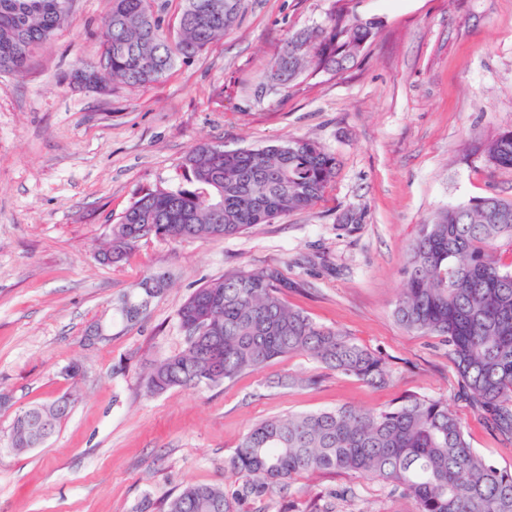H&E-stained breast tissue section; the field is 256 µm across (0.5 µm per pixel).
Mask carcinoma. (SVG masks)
<instances>
[{"label":"carcinoma","mask_w":512,"mask_h":512,"mask_svg":"<svg viewBox=\"0 0 512 512\" xmlns=\"http://www.w3.org/2000/svg\"><path fill=\"white\" fill-rule=\"evenodd\" d=\"M241 8L242 0H181L180 15L188 19L172 37L151 0H111L95 60L99 74L127 86L158 83L223 39ZM69 16L66 0H0V70L24 74L33 49ZM380 26L375 16L333 11L325 23L288 38L270 85L346 69ZM479 151L488 165L512 168V130ZM184 166L187 185L149 189L125 210L99 252L102 262L122 261L143 239L227 238L309 210L335 178L337 160L319 142L293 138L246 151L198 143ZM405 274L395 319L447 343L462 396L512 439V200L490 195L439 212L410 244ZM290 287L278 271L265 269L231 271L194 290L177 312L185 347L149 367L146 392L220 386L294 354L366 384H385L384 357L290 306L284 298ZM74 404L62 396L19 413L8 446L23 452L45 443ZM224 466L236 477L232 486L187 485L157 509L265 512V502L275 500L279 512H294L293 476L343 471L386 483L413 499L416 512H512V472L474 452L448 403L420 394L379 410L339 406L264 419Z\"/></svg>","instance_id":"carcinoma-1"}]
</instances>
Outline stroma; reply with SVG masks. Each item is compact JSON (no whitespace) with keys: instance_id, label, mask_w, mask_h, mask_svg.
<instances>
[{"instance_id":"35a3bbf8","label":"stroma","mask_w":512,"mask_h":512,"mask_svg":"<svg viewBox=\"0 0 512 512\" xmlns=\"http://www.w3.org/2000/svg\"><path fill=\"white\" fill-rule=\"evenodd\" d=\"M339 4L382 21L357 63L269 88L288 37ZM108 6L73 0L69 23L33 51L26 74L0 72V393L10 398L0 406V512H135L188 484L230 483L224 460L260 420L376 410L408 393L446 401L475 452L512 471V440L462 398L447 345L393 315L422 224L468 200L512 199V169L474 152L512 130V0H243L224 39L162 81L73 88V69L100 50ZM296 137L339 162L312 209L236 237L151 238L122 262L99 260L143 189L183 184L193 145L255 150ZM349 210L360 223H339ZM267 268L292 282L289 305L381 353L388 383L296 354L217 388L147 394L145 367L185 344L177 311L191 292ZM157 272L171 287L138 321L115 319L119 299ZM75 362L83 371L72 377ZM69 393L77 402L45 445L8 449L16 414ZM348 487L355 498L336 512H415L390 486L349 472L292 482L301 510Z\"/></svg>"}]
</instances>
